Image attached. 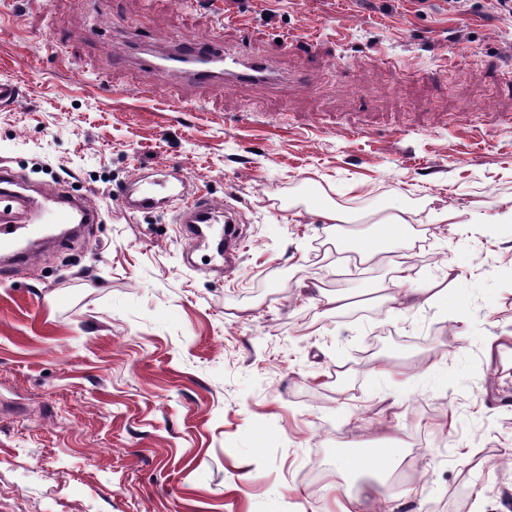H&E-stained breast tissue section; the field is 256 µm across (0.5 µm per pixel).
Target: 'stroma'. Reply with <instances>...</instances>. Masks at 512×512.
Returning <instances> with one entry per match:
<instances>
[{
	"label": "stroma",
	"instance_id": "stroma-1",
	"mask_svg": "<svg viewBox=\"0 0 512 512\" xmlns=\"http://www.w3.org/2000/svg\"><path fill=\"white\" fill-rule=\"evenodd\" d=\"M185 41L278 79L148 67ZM509 72L489 0H0V164L101 213L0 277V512H512V224L485 230L512 210ZM161 168L235 212L234 269L187 252L177 205L122 207ZM397 208L412 246L359 263ZM404 261L447 302L404 300ZM387 436L383 482L340 469Z\"/></svg>",
	"mask_w": 512,
	"mask_h": 512
}]
</instances>
